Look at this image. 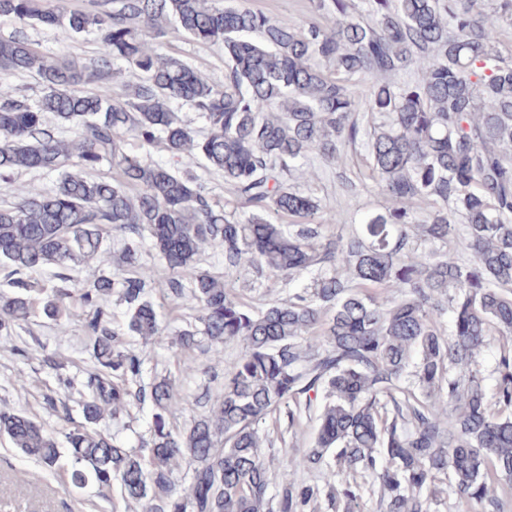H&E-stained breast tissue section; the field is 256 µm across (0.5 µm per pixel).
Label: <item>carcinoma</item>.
Listing matches in <instances>:
<instances>
[{"label": "carcinoma", "instance_id": "obj_1", "mask_svg": "<svg viewBox=\"0 0 512 512\" xmlns=\"http://www.w3.org/2000/svg\"><path fill=\"white\" fill-rule=\"evenodd\" d=\"M62 2L0 0V19L17 26L0 39V71L41 86L32 102L0 85V185L10 195L0 201V266L12 288L0 293V334L28 320L32 294L52 321L75 295L94 365L78 377L41 348L56 381L43 409L69 421L74 404L81 417L65 448L6 405L0 436L44 471L68 457L73 486L102 498L117 489L141 512H317L322 500L360 512L369 479L381 512H433L444 492L504 512L490 483L512 488V59L500 49L512 0H367L368 21L354 17V0H315L328 21L305 28L230 0ZM34 26L92 34L97 52L45 55L24 34ZM172 33L222 48L224 81L158 53L152 42ZM414 65L416 80L389 82ZM361 75L374 83L363 88ZM185 105L205 136L179 116ZM49 115L78 133L63 137ZM128 136L163 142L186 171L131 152ZM361 140L392 206L333 239V218L289 180ZM200 158L251 208L247 222L189 174ZM104 162L114 175H89ZM37 168L56 173L50 191L13 186ZM419 201L432 209L417 224ZM282 214L302 222L275 223ZM111 234L116 251L103 248ZM147 239L168 269L166 299L200 323L171 341L135 271ZM218 248L222 273L201 266ZM92 260L109 273L73 289ZM44 268L48 290L28 279ZM242 271L310 282L256 308L233 281ZM132 337L204 354L236 340L243 350L224 374L205 369L211 382L224 378L223 394L201 393L200 413L179 431L173 383L144 381ZM494 346L487 370L481 356ZM144 406L149 439L129 445L103 431ZM283 406L292 420L313 410L317 422L311 447L285 453L288 468L336 481L273 487L259 424Z\"/></svg>", "mask_w": 512, "mask_h": 512}]
</instances>
